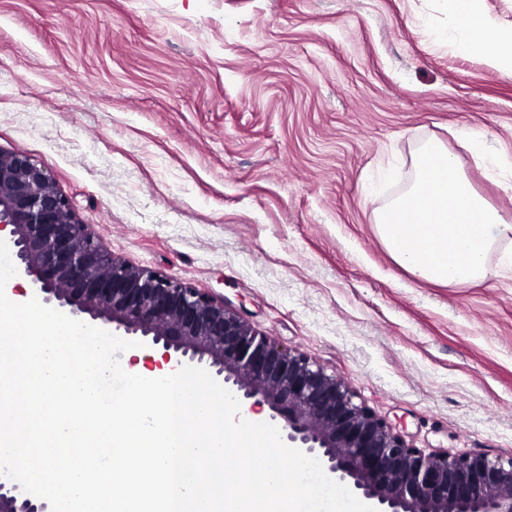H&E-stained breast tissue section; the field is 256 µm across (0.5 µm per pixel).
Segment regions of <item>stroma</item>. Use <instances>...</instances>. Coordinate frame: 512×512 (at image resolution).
<instances>
[{"label":"stroma","instance_id":"1","mask_svg":"<svg viewBox=\"0 0 512 512\" xmlns=\"http://www.w3.org/2000/svg\"><path fill=\"white\" fill-rule=\"evenodd\" d=\"M442 0H0V150L131 264L206 289L425 453L512 456V276L376 231L439 143L512 223V72Z\"/></svg>","mask_w":512,"mask_h":512}]
</instances>
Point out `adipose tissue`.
Listing matches in <instances>:
<instances>
[{
    "label": "adipose tissue",
    "mask_w": 512,
    "mask_h": 512,
    "mask_svg": "<svg viewBox=\"0 0 512 512\" xmlns=\"http://www.w3.org/2000/svg\"><path fill=\"white\" fill-rule=\"evenodd\" d=\"M458 20V44L492 67L512 71V28L494 29L484 11V0H443Z\"/></svg>",
    "instance_id": "ef3b65f1"
}]
</instances>
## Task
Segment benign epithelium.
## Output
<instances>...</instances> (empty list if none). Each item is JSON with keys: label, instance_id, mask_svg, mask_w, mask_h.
Instances as JSON below:
<instances>
[{"label": "benign epithelium", "instance_id": "7a95c632", "mask_svg": "<svg viewBox=\"0 0 512 512\" xmlns=\"http://www.w3.org/2000/svg\"><path fill=\"white\" fill-rule=\"evenodd\" d=\"M0 239L42 304L151 338L166 362H195L271 411L288 444L378 512H512V456L426 454L310 358L257 332L204 289L113 255L50 174L0 151ZM0 512H51L0 476Z\"/></svg>", "mask_w": 512, "mask_h": 512}]
</instances>
